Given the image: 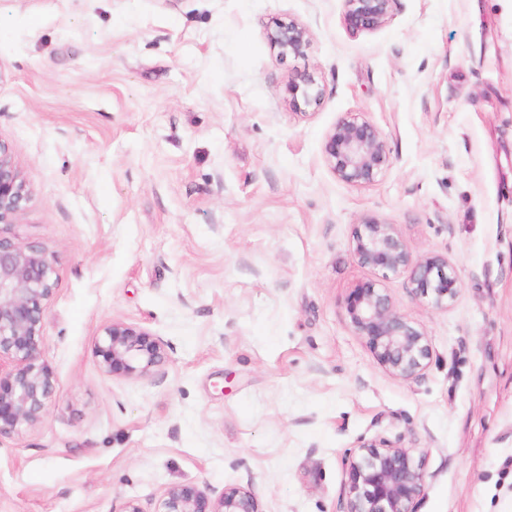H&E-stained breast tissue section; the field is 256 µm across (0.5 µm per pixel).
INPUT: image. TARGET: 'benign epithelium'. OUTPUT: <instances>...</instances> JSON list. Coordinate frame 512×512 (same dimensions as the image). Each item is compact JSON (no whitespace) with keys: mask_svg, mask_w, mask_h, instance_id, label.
I'll return each instance as SVG.
<instances>
[{"mask_svg":"<svg viewBox=\"0 0 512 512\" xmlns=\"http://www.w3.org/2000/svg\"><path fill=\"white\" fill-rule=\"evenodd\" d=\"M399 0H342L343 22L352 35L374 32L389 23ZM270 46L282 56H302L310 31L296 21L267 29ZM293 106L311 107L323 91L315 79L297 74L288 82ZM385 137L370 120L354 115L329 130L325 162L341 182L374 184L389 166ZM29 190L9 150L0 144V224H15ZM358 263L384 274L406 276L412 293L437 309L457 298L459 277L448 258L416 257L395 225L372 218L361 222L353 242ZM54 256L44 246L0 235V438L39 425L57 378L41 357L45 309L55 293ZM346 313L355 335L366 341L377 363L391 376L421 377L431 358L428 337L400 314L383 288L368 283L354 290ZM101 369L112 375L148 377L167 357L166 344L140 327L120 320L105 324L95 345ZM347 480L339 512H417L425 474L413 449L386 439L364 443L345 461ZM156 512H259L255 494L230 486L213 500L197 485L169 486Z\"/></svg>","mask_w":512,"mask_h":512,"instance_id":"7a95c632","label":"benign epithelium"}]
</instances>
